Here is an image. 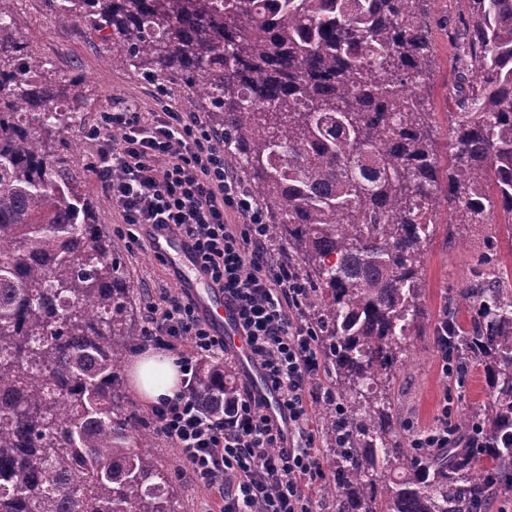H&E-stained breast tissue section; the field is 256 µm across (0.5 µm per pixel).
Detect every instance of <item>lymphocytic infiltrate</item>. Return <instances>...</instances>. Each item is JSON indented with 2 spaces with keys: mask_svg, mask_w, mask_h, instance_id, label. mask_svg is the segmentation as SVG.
<instances>
[{
  "mask_svg": "<svg viewBox=\"0 0 512 512\" xmlns=\"http://www.w3.org/2000/svg\"><path fill=\"white\" fill-rule=\"evenodd\" d=\"M96 144L93 169L112 210L137 227L173 224L233 302L248 347L288 415L281 430L244 391L231 414L207 416L185 394L153 409L160 432L179 449L194 484L217 498L218 512H317L322 464L310 428L322 359L316 331L301 319L305 282L279 262L262 208L224 159V139L193 112H103L85 130ZM148 343L179 352L185 374L199 360L227 355L223 339L181 292L147 304ZM189 352L180 353L181 344Z\"/></svg>",
  "mask_w": 512,
  "mask_h": 512,
  "instance_id": "1",
  "label": "lymphocytic infiltrate"
}]
</instances>
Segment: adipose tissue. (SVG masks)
<instances>
[{
    "instance_id": "ef3b65f1",
    "label": "adipose tissue",
    "mask_w": 512,
    "mask_h": 512,
    "mask_svg": "<svg viewBox=\"0 0 512 512\" xmlns=\"http://www.w3.org/2000/svg\"><path fill=\"white\" fill-rule=\"evenodd\" d=\"M130 377L138 397L149 406L174 397L180 389L179 363L168 353L146 352L135 357Z\"/></svg>"
}]
</instances>
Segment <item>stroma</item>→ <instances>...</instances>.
<instances>
[{
	"instance_id": "obj_1",
	"label": "stroma",
	"mask_w": 512,
	"mask_h": 512,
	"mask_svg": "<svg viewBox=\"0 0 512 512\" xmlns=\"http://www.w3.org/2000/svg\"><path fill=\"white\" fill-rule=\"evenodd\" d=\"M456 0H428L426 19L432 29L435 66L422 92L431 110L433 139L438 150L448 142V114L455 111L454 86L457 73L452 63ZM15 22L21 32L35 35L37 53L47 61L51 78L73 84L70 106L77 113L76 123L62 135L51 136L46 145L59 142L69 146V164L82 192L92 199L104 235L119 238L120 218L99 188L92 163L95 147L82 132L99 113L131 107L141 112L166 104L180 112H200L190 91L148 82L134 74L123 56L114 53L111 41L98 38L87 26L59 19L46 5L35 0L17 12ZM207 124H214L211 113L200 112ZM122 262L128 277L140 289L135 299L136 326L147 325V302L160 290H176L164 262L151 256L146 246L124 249ZM512 270V234L503 216L488 224H438L427 241L421 275L425 285L422 305L430 319L437 321L448 307V299L457 288L492 281L498 265ZM393 411L406 426L426 428L435 424L440 414H447L449 424H456L468 407L484 402L488 387L479 370H471L465 387L448 381L441 374L439 357L432 336L410 337L400 368L385 386ZM158 450L178 471L182 485V512H204L206 496L194 485L178 448L166 437L157 440Z\"/></svg>"
}]
</instances>
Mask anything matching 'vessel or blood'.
I'll return each mask as SVG.
<instances>
[{"label":"vessel or blood","mask_w":512,"mask_h":512,"mask_svg":"<svg viewBox=\"0 0 512 512\" xmlns=\"http://www.w3.org/2000/svg\"><path fill=\"white\" fill-rule=\"evenodd\" d=\"M144 238L151 254L168 263L179 288L192 300L213 334L224 340L241 371L250 374L256 395L267 403L268 414L279 418L278 396L257 373L235 314L224 302V290L199 265L193 242L172 224L159 229L146 227Z\"/></svg>","instance_id":"b4317fda"}]
</instances>
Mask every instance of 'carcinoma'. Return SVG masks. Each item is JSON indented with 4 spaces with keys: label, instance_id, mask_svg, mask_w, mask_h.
I'll return each mask as SVG.
<instances>
[{
    "label": "carcinoma",
    "instance_id": "1",
    "mask_svg": "<svg viewBox=\"0 0 512 512\" xmlns=\"http://www.w3.org/2000/svg\"><path fill=\"white\" fill-rule=\"evenodd\" d=\"M426 0H48L111 29L142 79L192 90L311 284L332 394L322 492L333 512H481L512 488V293L458 289L448 362L482 369L487 400L446 448H414L388 398L423 336V248L442 213L512 231V0H464L456 111L441 159L421 101L433 68ZM13 0H0V512H180L155 430L121 364L142 340L122 243L107 239L42 132L68 129ZM470 318L460 321L461 309ZM230 411L232 370L203 359L185 388Z\"/></svg>",
    "mask_w": 512,
    "mask_h": 512
}]
</instances>
